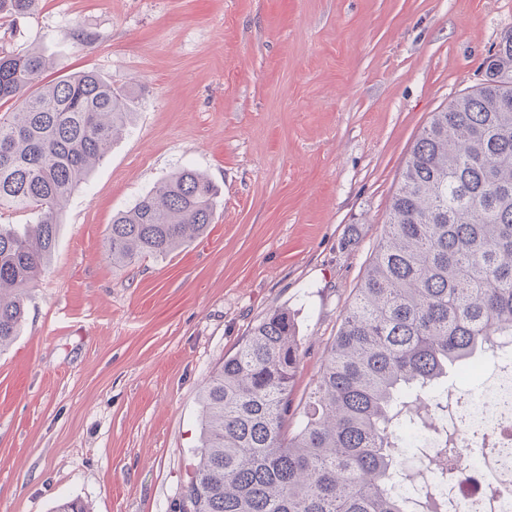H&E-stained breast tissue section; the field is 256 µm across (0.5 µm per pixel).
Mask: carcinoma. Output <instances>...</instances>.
<instances>
[{
    "label": "carcinoma",
    "mask_w": 512,
    "mask_h": 512,
    "mask_svg": "<svg viewBox=\"0 0 512 512\" xmlns=\"http://www.w3.org/2000/svg\"><path fill=\"white\" fill-rule=\"evenodd\" d=\"M38 0H0V19ZM38 50L0 53V351L19 335L26 290L55 250L62 208L134 115L132 98L88 71L37 85ZM483 82L432 113L392 198L386 233L303 405L292 406L300 342L291 315L255 325L201 396L200 459L176 512H407L420 478L406 435L429 434L414 404L512 335V34L481 63ZM216 189L183 167L112 218V263L167 255L206 234ZM294 427L288 428V419ZM443 483L459 479L425 459Z\"/></svg>",
    "instance_id": "1"
}]
</instances>
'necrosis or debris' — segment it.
I'll list each match as a JSON object with an SVG mask.
<instances>
[{"label": "necrosis or debris", "instance_id": "4bbe7bcc", "mask_svg": "<svg viewBox=\"0 0 512 512\" xmlns=\"http://www.w3.org/2000/svg\"><path fill=\"white\" fill-rule=\"evenodd\" d=\"M458 412L442 417L449 446L460 448L449 468L462 476L446 491L424 471L412 502L445 493L451 512H512V372L497 377L482 402L458 399Z\"/></svg>", "mask_w": 512, "mask_h": 512}]
</instances>
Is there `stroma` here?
Segmentation results:
<instances>
[{"label": "stroma", "instance_id": "1", "mask_svg": "<svg viewBox=\"0 0 512 512\" xmlns=\"http://www.w3.org/2000/svg\"><path fill=\"white\" fill-rule=\"evenodd\" d=\"M508 31L512 0H39L0 20V52L41 48L47 82L100 72L136 112L0 351V512H173L205 382L278 309L302 403L418 134ZM184 166L218 190L207 235L113 264V214Z\"/></svg>", "mask_w": 512, "mask_h": 512}]
</instances>
